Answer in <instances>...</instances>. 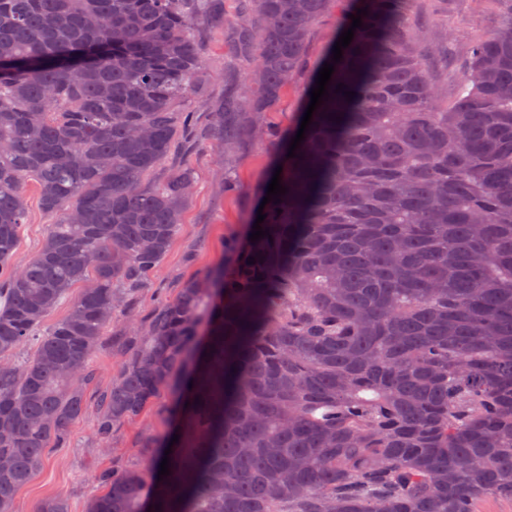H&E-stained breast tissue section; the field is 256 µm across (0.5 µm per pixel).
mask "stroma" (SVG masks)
I'll use <instances>...</instances> for the list:
<instances>
[{
    "mask_svg": "<svg viewBox=\"0 0 512 512\" xmlns=\"http://www.w3.org/2000/svg\"><path fill=\"white\" fill-rule=\"evenodd\" d=\"M350 7L351 0H338L336 8L313 27L303 67L265 115L273 138L252 142L230 159L215 146L198 147L191 152L189 165L195 176V192L152 284L140 294L141 313H149L162 299L172 298L184 281L229 262L226 244L248 236L273 172L284 160L300 127L317 74L339 36V18ZM502 17L500 0H415L409 21L413 30L425 33L428 45L439 49L430 75L453 93L463 76L472 44L492 33ZM203 52L210 73L204 86L205 98L221 100L225 73L245 79L249 63L229 51L220 25L205 30ZM228 178L236 185L231 194L224 191ZM27 198L16 257L20 263L34 255L51 222L42 211L36 192L28 191ZM171 401V393L162 392L137 418L119 425L107 453L96 449L92 413L83 414L71 426L69 447L51 450L34 478L20 490L15 512H38L40 502L54 495L67 496L71 512H85L86 501L102 491L97 481L99 471L142 464L144 439L167 433Z\"/></svg>",
    "mask_w": 512,
    "mask_h": 512,
    "instance_id": "stroma-1",
    "label": "stroma"
}]
</instances>
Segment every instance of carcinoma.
I'll return each mask as SVG.
<instances>
[{"label": "carcinoma", "instance_id": "cac0c4a2", "mask_svg": "<svg viewBox=\"0 0 512 512\" xmlns=\"http://www.w3.org/2000/svg\"><path fill=\"white\" fill-rule=\"evenodd\" d=\"M213 2L0 0V512L70 444L119 317L99 450L164 389L171 429L142 465L100 473L86 512L512 499V0L451 103L406 26L414 0H351L340 30L368 15L282 164L269 236L230 244V270L186 281L144 323L136 299L195 188L184 160L155 180L193 131L180 103L209 110L226 157L268 135L262 115L335 0H240L224 21ZM221 21L251 68L242 86L224 75L213 102L201 40ZM29 181L54 223L18 266ZM38 512H70L68 499Z\"/></svg>", "mask_w": 512, "mask_h": 512}]
</instances>
